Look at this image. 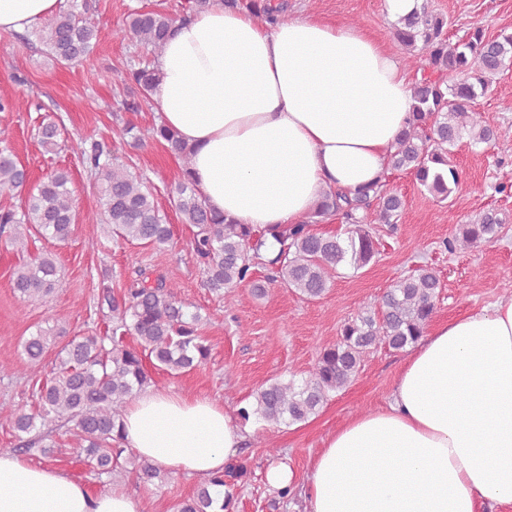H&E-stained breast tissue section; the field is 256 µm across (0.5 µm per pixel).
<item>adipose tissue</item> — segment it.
Returning a JSON list of instances; mask_svg holds the SVG:
<instances>
[{"label": "adipose tissue", "mask_w": 512, "mask_h": 512, "mask_svg": "<svg viewBox=\"0 0 512 512\" xmlns=\"http://www.w3.org/2000/svg\"><path fill=\"white\" fill-rule=\"evenodd\" d=\"M60 0H0L24 30ZM158 123L192 152L206 206L259 228L305 221L325 192L382 181L414 105L380 41L312 15L270 24L224 0L177 22L154 64ZM123 445L207 479L236 459V412L155 387L124 409ZM305 512H483L512 506V297L436 326L410 349L385 405L330 434L303 486ZM116 482L89 493L50 464L0 452V512H145Z\"/></svg>", "instance_id": "adipose-tissue-1"}]
</instances>
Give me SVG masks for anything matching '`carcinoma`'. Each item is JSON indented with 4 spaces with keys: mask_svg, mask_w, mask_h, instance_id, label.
<instances>
[{
    "mask_svg": "<svg viewBox=\"0 0 512 512\" xmlns=\"http://www.w3.org/2000/svg\"><path fill=\"white\" fill-rule=\"evenodd\" d=\"M224 4L269 21L282 10L270 0H224ZM175 22L164 12L137 11L127 16L114 35L131 39L156 55ZM102 27V20L89 7L80 10L72 3L51 24L36 30L35 36L55 61L70 65L94 51ZM394 38L407 54L419 51L431 73L415 79L413 121L390 150L388 169L409 172L442 202L459 184L453 148L463 134L476 143L493 144L499 139L475 103L492 90L496 77L512 63V33L490 36L483 28L474 27L466 40L453 43L448 37V19L422 3L394 26ZM121 75L140 97L148 98L155 81L152 62L133 59ZM60 135L59 126L50 120L38 128L39 141L49 151L58 146ZM149 135L164 142L182 161L180 178L172 187L175 208L182 223L191 228L207 287L222 295L228 306L233 303L235 288L242 284L250 285L258 296L265 295L266 281L255 278L254 267L256 260L263 259L261 247L266 236L280 244L278 254L266 260L274 270L272 280L311 300L319 299L339 270H359L375 257L370 224H396L404 208L401 196L387 190L386 182L381 181L352 195L329 192L303 223L259 231L207 208L190 181L191 153L175 132L156 126ZM71 150L89 169L99 189V216L91 221H101L125 242L165 249L172 237L171 227L146 178L112 162L97 142L89 144L78 138ZM27 181V171L12 151L1 147L0 193L21 191ZM70 183L67 171L55 170L28 192L21 211L1 209L0 234L7 237V243L22 251L33 230L47 240H67L76 221ZM333 216L346 225L344 232L330 234L313 228ZM502 224L496 211L487 210L463 225L459 237L448 241V250L490 241L499 235ZM59 278L56 258L44 253L17 266L12 285L27 302L40 305ZM440 288V279L428 269L393 281L370 306L343 323L336 342L320 350L302 381L275 378L258 388L253 393V408L239 411L242 421L254 417L271 425H290L316 414L330 394L352 382L371 349L383 344L398 351L421 339L435 313ZM98 305L112 312V335L75 336L63 344L53 376L39 389L37 407L30 413L11 411L9 416L20 441L15 451H37L47 458L57 453L55 427L74 423L81 441L78 461L100 479L122 473L130 463L122 448L123 409L150 384L147 364L168 374L189 373L207 361L210 345L201 334V316L188 313L187 304L161 280L154 284L134 281L120 296L105 286ZM62 333L56 325L38 330L22 342L23 354L30 362L40 361L50 341ZM128 335L136 339V346L124 344ZM159 473L158 466L146 460L135 465L137 482L145 486L154 484ZM240 477V467L228 466L175 504L174 512H212L214 499L209 487L232 486Z\"/></svg>",
    "mask_w": 512,
    "mask_h": 512,
    "instance_id": "carcinoma-1",
    "label": "carcinoma"
}]
</instances>
